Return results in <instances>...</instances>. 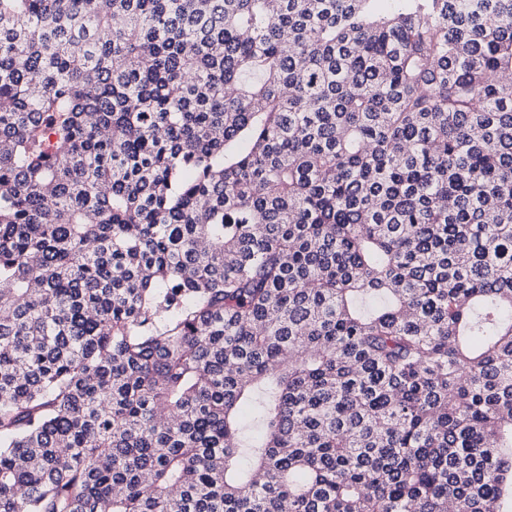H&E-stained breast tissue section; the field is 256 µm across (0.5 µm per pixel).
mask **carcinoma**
Returning a JSON list of instances; mask_svg holds the SVG:
<instances>
[{
  "label": "carcinoma",
  "mask_w": 512,
  "mask_h": 512,
  "mask_svg": "<svg viewBox=\"0 0 512 512\" xmlns=\"http://www.w3.org/2000/svg\"><path fill=\"white\" fill-rule=\"evenodd\" d=\"M0 0V512L512 506V0Z\"/></svg>",
  "instance_id": "obj_1"
}]
</instances>
